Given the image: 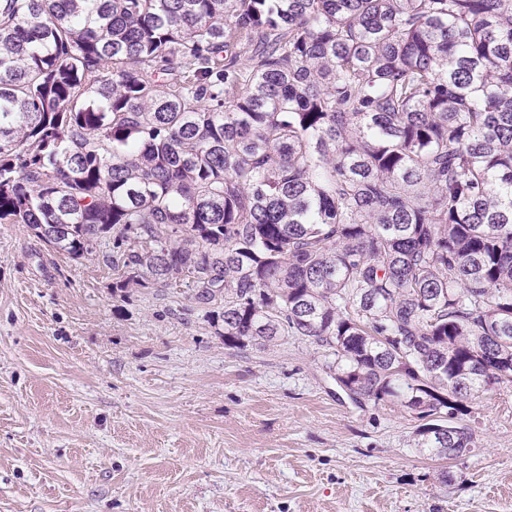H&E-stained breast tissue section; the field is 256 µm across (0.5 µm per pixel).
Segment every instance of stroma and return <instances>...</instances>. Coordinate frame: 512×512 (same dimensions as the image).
Returning a JSON list of instances; mask_svg holds the SVG:
<instances>
[{
    "label": "stroma",
    "instance_id": "obj_1",
    "mask_svg": "<svg viewBox=\"0 0 512 512\" xmlns=\"http://www.w3.org/2000/svg\"><path fill=\"white\" fill-rule=\"evenodd\" d=\"M114 253L0 224V512H512V383L433 458L322 347H227L192 284L128 283Z\"/></svg>",
    "mask_w": 512,
    "mask_h": 512
}]
</instances>
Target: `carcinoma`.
<instances>
[{
  "label": "carcinoma",
  "instance_id": "cac0c4a2",
  "mask_svg": "<svg viewBox=\"0 0 512 512\" xmlns=\"http://www.w3.org/2000/svg\"><path fill=\"white\" fill-rule=\"evenodd\" d=\"M0 224L113 230L465 456L512 383V0H0Z\"/></svg>",
  "mask_w": 512,
  "mask_h": 512
}]
</instances>
